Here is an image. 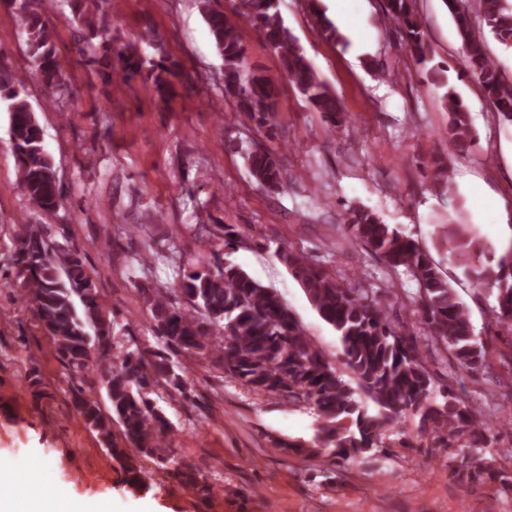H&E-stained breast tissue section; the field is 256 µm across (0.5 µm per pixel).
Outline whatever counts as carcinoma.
<instances>
[{"instance_id":"1","label":"carcinoma","mask_w":512,"mask_h":512,"mask_svg":"<svg viewBox=\"0 0 512 512\" xmlns=\"http://www.w3.org/2000/svg\"><path fill=\"white\" fill-rule=\"evenodd\" d=\"M90 0H69L72 22L85 40H92L103 24L100 10L90 11ZM280 0H240L229 16L214 7V0H198L214 45L224 62V100L235 117L247 119L256 130L270 132L279 112L280 90L276 79L262 68L246 63V49L239 20L260 29L267 46L278 59L279 69L325 122L336 126L344 110L336 95L307 59L279 10ZM326 39L343 40L334 23L319 12L316 0H307ZM386 23L403 32L406 50L414 63L432 61L416 0H383ZM454 20L468 69L500 119L512 123V77L500 70L489 53L486 36L512 51V4L508 0H480L487 32L474 28L465 0H445ZM21 26L26 34L28 73L50 89L64 85L54 35L45 13L22 5ZM112 55L134 72L143 65L135 45L115 47L100 43L89 62L98 64ZM179 65L155 64L154 84L159 95L176 75ZM441 66L431 67V80L445 89L448 109V150L452 155L468 151L475 139L467 105L448 86ZM26 75L0 74V99L10 114V145L16 161L18 186L29 209L55 213L62 204L57 174L43 144V129L25 96ZM255 182L266 190L282 186L277 155L256 149L246 154ZM343 236L378 256L388 273L404 272L417 284L416 292L399 296L386 288H348L303 252L282 245L280 262L304 289L320 318L336 332L339 348L330 357L316 347L282 298L254 279L241 266L226 259L216 264H185L186 252L175 241L156 250L149 243L137 260L146 264L163 258L174 270L165 288L143 290L153 320L154 335L173 354L208 352L212 365L261 395H277L302 401L315 416L309 441H288L280 447L297 453L357 459L371 452L389 453L396 425L405 416L417 421L420 447L444 449L449 466L461 477L486 478L512 492V476L499 468L475 464L497 443L499 430L475 414L458 394L459 380L476 379L487 362L485 347L476 336L469 311L429 251L378 215L355 206L343 218ZM436 234L448 245L457 263L470 269L477 285L496 287L492 318L512 325V244L496 266L476 265L484 251L470 225H437ZM11 274L5 286L16 290L55 351L70 368L101 370L108 408L71 384V407L85 426L95 432L109 455L120 463L125 482L147 486L148 474L138 460L142 455L181 478L187 486L198 480L181 469L177 451L170 447L171 423L151 394L171 388L181 393L188 383L168 357L139 347L114 351L115 320L103 310L96 286L87 274L80 250L53 240L43 224L17 226L9 234ZM185 297L188 305L175 304ZM418 322L419 330L395 324L390 308L396 299ZM450 354L456 366L445 379L427 366V353ZM119 427L126 441L112 442ZM200 488V487H198ZM209 487L203 486L205 492Z\"/></svg>"}]
</instances>
